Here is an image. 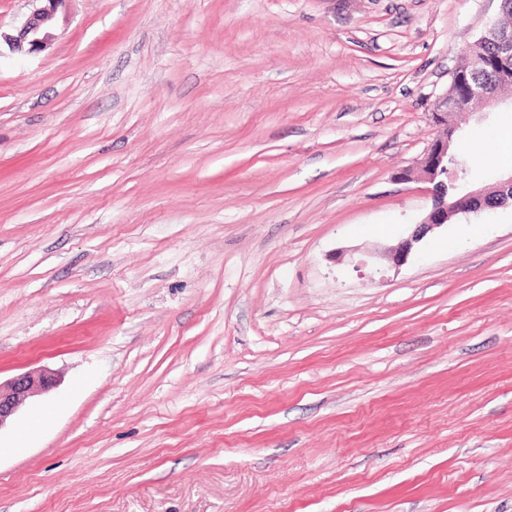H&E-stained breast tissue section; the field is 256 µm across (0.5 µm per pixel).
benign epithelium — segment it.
Listing matches in <instances>:
<instances>
[{
  "label": "benign epithelium",
  "instance_id": "benign-epithelium-1",
  "mask_svg": "<svg viewBox=\"0 0 512 512\" xmlns=\"http://www.w3.org/2000/svg\"><path fill=\"white\" fill-rule=\"evenodd\" d=\"M44 5L35 10L13 34L0 33V41L17 54H32L50 47L54 40L52 23L59 6L66 0H42ZM452 83L462 84V92L444 93L434 102L431 119L437 136L427 147L417 167L399 172L406 182L423 184L431 199V207L423 220L397 245L385 249L380 257L395 265L407 261L414 245L436 227L448 223L457 214L479 213L512 203V174L501 177L494 187L465 189L462 185L466 168L448 156L450 143L463 131L464 125L482 113L473 111V104L481 102L489 109L512 106V97L504 98L490 86L468 78L456 69ZM56 386L54 376L45 370H30L6 382H0V428L16 413L23 401L37 393L47 394Z\"/></svg>",
  "mask_w": 512,
  "mask_h": 512
}]
</instances>
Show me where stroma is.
Segmentation results:
<instances>
[{"mask_svg":"<svg viewBox=\"0 0 512 512\" xmlns=\"http://www.w3.org/2000/svg\"><path fill=\"white\" fill-rule=\"evenodd\" d=\"M499 17L68 0L0 52V378L57 376L0 512H512V207L355 267L428 212L397 173ZM45 4L35 10L24 24L13 34H2L0 30V52L1 41L7 45L12 53L32 54L41 52L50 47L54 40L51 32L52 23L59 6L68 0H33Z\"/></svg>","mask_w":512,"mask_h":512,"instance_id":"stroma-1","label":"stroma"}]
</instances>
